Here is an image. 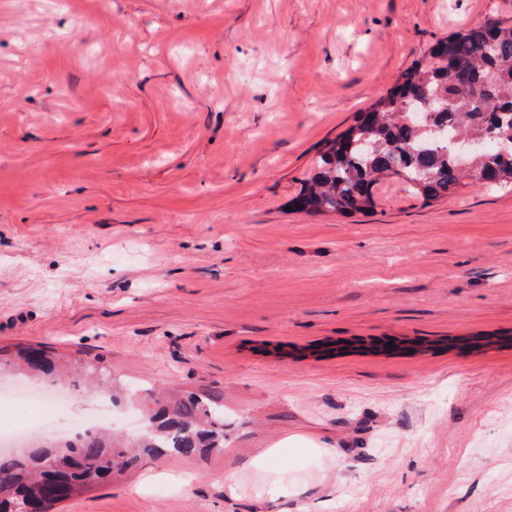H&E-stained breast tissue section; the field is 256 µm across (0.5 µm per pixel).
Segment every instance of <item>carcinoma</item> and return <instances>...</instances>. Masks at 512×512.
Listing matches in <instances>:
<instances>
[{
	"label": "carcinoma",
	"instance_id": "1",
	"mask_svg": "<svg viewBox=\"0 0 512 512\" xmlns=\"http://www.w3.org/2000/svg\"><path fill=\"white\" fill-rule=\"evenodd\" d=\"M512 144V26L497 21L433 45L355 123L324 144L311 176L291 200L309 215L365 213L377 204L382 179H402L423 203L467 186L512 187V159L485 153L457 156L455 140ZM483 172L471 180L469 170ZM30 376L79 383L109 378L102 366L65 361L32 346L0 357ZM148 429L135 439L104 431L58 438L24 455L0 456V512H41L80 497L135 468L146 454L191 457L224 447L220 396L168 397L146 391Z\"/></svg>",
	"mask_w": 512,
	"mask_h": 512
}]
</instances>
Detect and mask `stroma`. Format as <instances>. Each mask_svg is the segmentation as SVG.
Instances as JSON below:
<instances>
[{
    "label": "stroma",
    "instance_id": "stroma-1",
    "mask_svg": "<svg viewBox=\"0 0 512 512\" xmlns=\"http://www.w3.org/2000/svg\"><path fill=\"white\" fill-rule=\"evenodd\" d=\"M488 20L512 0H0V347L100 359L118 431L145 388L224 404L222 450L61 512H512V191L287 208L327 140ZM29 382L0 368L1 429L83 417Z\"/></svg>",
    "mask_w": 512,
    "mask_h": 512
}]
</instances>
